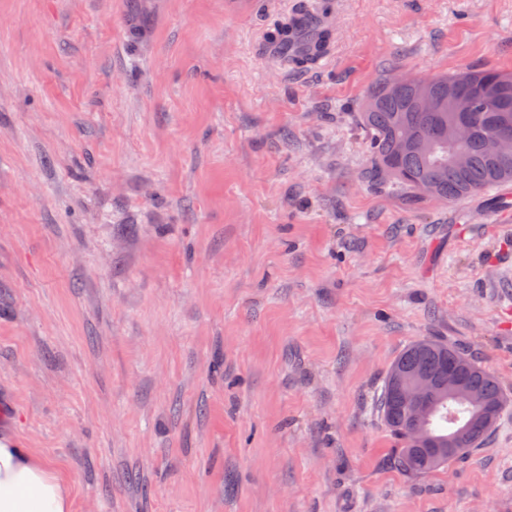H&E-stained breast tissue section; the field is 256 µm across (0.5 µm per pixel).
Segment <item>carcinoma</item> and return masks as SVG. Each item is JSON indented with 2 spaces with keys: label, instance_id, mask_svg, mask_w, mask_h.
<instances>
[{
  "label": "carcinoma",
  "instance_id": "obj_1",
  "mask_svg": "<svg viewBox=\"0 0 512 512\" xmlns=\"http://www.w3.org/2000/svg\"><path fill=\"white\" fill-rule=\"evenodd\" d=\"M285 60L304 67L323 55L329 46L328 29L315 28L306 17H296L279 25L270 35ZM387 78L368 94L355 123L368 139L369 159L363 179L369 183L391 185L416 201L428 196L421 187H434L436 200L453 203L480 195L490 189L512 183V149L503 160L492 159L486 140L506 132L512 139V98L508 111L489 112L487 103L502 84L512 90V74L495 68L468 69L429 79L436 104L423 109L417 104L415 85L410 77L399 91L386 88ZM457 85L459 94L470 100L472 111H448V82ZM464 123L467 139L459 144L448 141V126ZM424 140L427 148L408 145ZM460 151L466 165L459 169L451 161ZM459 372L467 396L448 397V370ZM430 376L439 388L426 394L424 402L434 412L419 423L424 441L416 439L408 419L402 394L414 377ZM382 421L398 441L393 456L396 468L409 477H422L439 468L463 460L495 428L507 403L496 378L463 351L448 343L426 338L406 347L391 363L376 398ZM465 429L462 440L448 450V435Z\"/></svg>",
  "mask_w": 512,
  "mask_h": 512
}]
</instances>
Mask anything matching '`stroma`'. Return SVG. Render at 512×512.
Masks as SVG:
<instances>
[{
	"mask_svg": "<svg viewBox=\"0 0 512 512\" xmlns=\"http://www.w3.org/2000/svg\"><path fill=\"white\" fill-rule=\"evenodd\" d=\"M0 0V428L72 512H512V185L364 181L393 72L512 73V0ZM444 340L508 401L469 456L390 464L375 407ZM270 39L285 61L291 59L296 66L304 67L327 51L330 33L326 28L313 27L306 17H296L279 25ZM302 42L303 48L296 49Z\"/></svg>",
	"mask_w": 512,
	"mask_h": 512,
	"instance_id": "35a3bbf8",
	"label": "stroma"
}]
</instances>
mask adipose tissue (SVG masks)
Instances as JSON below:
<instances>
[{
    "instance_id": "adipose-tissue-1",
    "label": "adipose tissue",
    "mask_w": 512,
    "mask_h": 512,
    "mask_svg": "<svg viewBox=\"0 0 512 512\" xmlns=\"http://www.w3.org/2000/svg\"><path fill=\"white\" fill-rule=\"evenodd\" d=\"M71 489L42 457L0 432V512H72Z\"/></svg>"
}]
</instances>
